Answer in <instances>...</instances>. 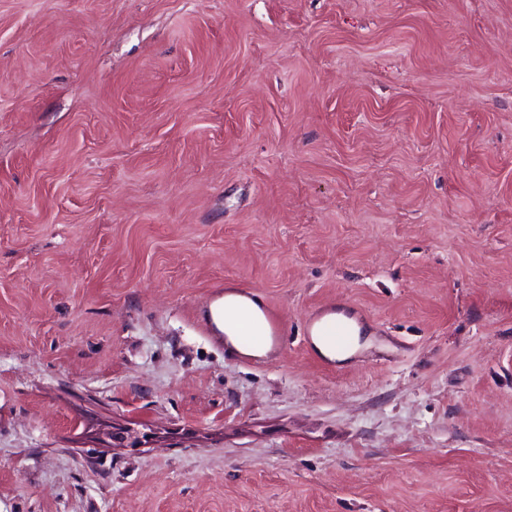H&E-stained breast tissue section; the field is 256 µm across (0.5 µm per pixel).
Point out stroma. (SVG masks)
Returning <instances> with one entry per match:
<instances>
[{
    "label": "stroma",
    "instance_id": "1",
    "mask_svg": "<svg viewBox=\"0 0 512 512\" xmlns=\"http://www.w3.org/2000/svg\"><path fill=\"white\" fill-rule=\"evenodd\" d=\"M0 512H512V0H0ZM224 293V298L209 307V317L218 330L224 333V346L239 354L266 356L270 346L263 340H256L244 334L238 323V314L246 311L252 318L253 329L257 336L267 335V325L262 312V300L255 293L245 295L237 292L233 286ZM326 336H321L318 333H313L312 343L317 351L329 360L344 361L350 356V352L339 350L336 345L327 336H336V344L340 348H346L349 345L350 332L347 326L341 322H334L328 324L324 328Z\"/></svg>",
    "mask_w": 512,
    "mask_h": 512
}]
</instances>
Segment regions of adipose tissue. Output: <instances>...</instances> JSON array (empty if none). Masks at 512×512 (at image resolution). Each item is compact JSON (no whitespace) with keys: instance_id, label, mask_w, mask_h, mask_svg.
<instances>
[{"instance_id":"1","label":"adipose tissue","mask_w":512,"mask_h":512,"mask_svg":"<svg viewBox=\"0 0 512 512\" xmlns=\"http://www.w3.org/2000/svg\"><path fill=\"white\" fill-rule=\"evenodd\" d=\"M209 316L223 332L224 345L228 349L245 355L269 354L270 347L262 340L267 333V325L260 296L227 289L223 299L210 306Z\"/></svg>"}]
</instances>
